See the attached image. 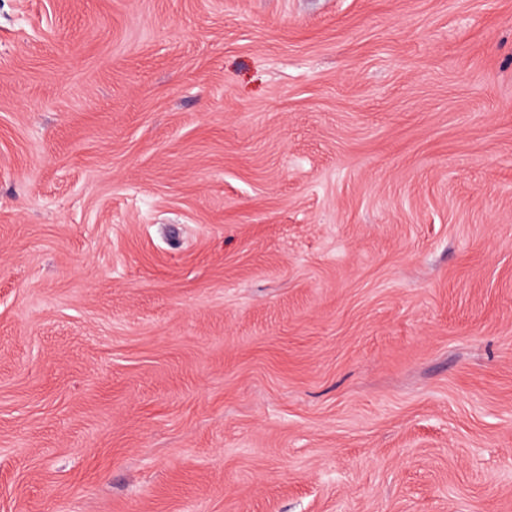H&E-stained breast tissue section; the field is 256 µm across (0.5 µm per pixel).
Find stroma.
Segmentation results:
<instances>
[{"mask_svg":"<svg viewBox=\"0 0 512 512\" xmlns=\"http://www.w3.org/2000/svg\"><path fill=\"white\" fill-rule=\"evenodd\" d=\"M0 512H512V0H0Z\"/></svg>","mask_w":512,"mask_h":512,"instance_id":"obj_1","label":"stroma"}]
</instances>
